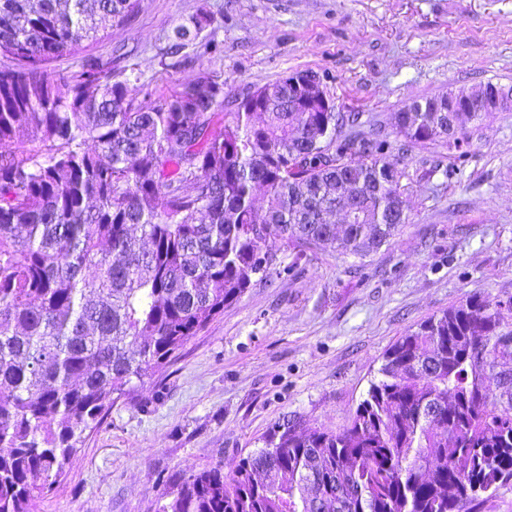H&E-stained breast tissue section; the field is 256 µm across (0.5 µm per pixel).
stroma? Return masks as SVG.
<instances>
[{
    "label": "stroma",
    "mask_w": 512,
    "mask_h": 512,
    "mask_svg": "<svg viewBox=\"0 0 512 512\" xmlns=\"http://www.w3.org/2000/svg\"><path fill=\"white\" fill-rule=\"evenodd\" d=\"M201 9L211 22L198 38L221 54L166 56L171 29ZM90 59L138 73L156 100L212 77L227 112L255 88L310 72L337 112L389 136L414 96L512 89V0H140L127 24L48 70L78 72ZM468 141L450 177L445 144L412 150L409 222L377 252L321 251L297 276L254 282L85 433L30 512H157L180 477L232 469L262 448L282 415L346 426L385 351L430 316L471 295L512 300V108L471 125Z\"/></svg>",
    "instance_id": "obj_1"
}]
</instances>
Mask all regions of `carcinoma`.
I'll return each mask as SVG.
<instances>
[{"label":"carcinoma","instance_id":"cac0c4a2","mask_svg":"<svg viewBox=\"0 0 512 512\" xmlns=\"http://www.w3.org/2000/svg\"><path fill=\"white\" fill-rule=\"evenodd\" d=\"M138 0H0V512H29L61 481L82 435L133 381L152 379L237 301L252 278L293 276L317 251L363 258L409 223L403 162L448 151L488 112L414 97L395 139L347 132L320 93L288 77L223 118L224 84L188 83L157 103L140 76L52 61L125 24ZM178 25L171 52L210 24ZM143 100H138V96ZM261 188L266 207L254 204ZM358 199L354 220L330 223ZM141 239H136L132 227ZM512 303L471 296L394 342L338 431L275 423L229 474L182 478L159 512H480L512 481V378L479 398V364L512 361Z\"/></svg>","mask_w":512,"mask_h":512}]
</instances>
